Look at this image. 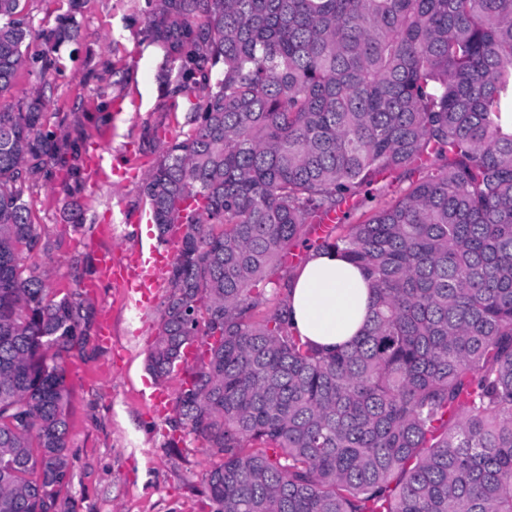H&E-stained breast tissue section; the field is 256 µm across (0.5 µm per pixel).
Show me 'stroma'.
I'll return each mask as SVG.
<instances>
[{"instance_id": "35a3bbf8", "label": "stroma", "mask_w": 512, "mask_h": 512, "mask_svg": "<svg viewBox=\"0 0 512 512\" xmlns=\"http://www.w3.org/2000/svg\"><path fill=\"white\" fill-rule=\"evenodd\" d=\"M144 0H86L78 15V36L61 46L66 69L58 75L48 106L64 117L63 132L81 147L103 140L113 156L136 145L152 168L159 153L144 142L147 130L174 131L184 112H166V82L176 79L179 63L143 33L140 8ZM119 93V105L107 106L102 123L94 102L104 88ZM143 171L99 184L84 183L69 194L66 170L53 168L49 182L30 194V203L45 242L28 260L51 288L76 287L89 254L82 238L97 224L112 222V243L124 249L148 247L157 230L148 223L141 186ZM94 307L111 306L115 338L123 352L122 366L104 370L108 350L88 360L73 359L68 374L73 416L70 448L74 457L64 496L76 512H214L204 495L210 460L194 436L168 447L167 420L149 414L147 392L153 379L146 358L157 334L160 306L136 317L121 293L105 290Z\"/></svg>"}]
</instances>
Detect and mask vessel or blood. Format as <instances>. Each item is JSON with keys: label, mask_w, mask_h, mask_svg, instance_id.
Instances as JSON below:
<instances>
[{"label": "vessel or blood", "mask_w": 512, "mask_h": 512, "mask_svg": "<svg viewBox=\"0 0 512 512\" xmlns=\"http://www.w3.org/2000/svg\"><path fill=\"white\" fill-rule=\"evenodd\" d=\"M86 173L89 181L96 184L109 174L124 177L127 170L110 165L108 149L103 142L97 141L86 157ZM182 235V225L172 224L166 230L162 245L147 250H128L111 246L110 224L98 225L86 242V249L93 259L94 274L82 282V290L96 295L112 288L132 298L137 310L151 308L171 269ZM112 335V312L104 306L97 314L94 341L97 346L108 348L112 345Z\"/></svg>", "instance_id": "b4317fda"}]
</instances>
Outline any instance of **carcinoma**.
<instances>
[{
	"mask_svg": "<svg viewBox=\"0 0 512 512\" xmlns=\"http://www.w3.org/2000/svg\"><path fill=\"white\" fill-rule=\"evenodd\" d=\"M30 2L0 0V100L37 78L0 104V512H76L65 364L96 354V312L26 255L32 189L54 165L81 189L46 108L84 0L41 29ZM141 16L189 104L142 195L161 235L202 201L147 368L165 380L207 343L169 445L201 441L216 512H512V0H145ZM387 177L408 186L382 204ZM331 249L374 301L325 351L291 330L289 288Z\"/></svg>",
	"mask_w": 512,
	"mask_h": 512,
	"instance_id": "carcinoma-1",
	"label": "carcinoma"
}]
</instances>
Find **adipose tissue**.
<instances>
[{
    "label": "adipose tissue",
    "mask_w": 512,
    "mask_h": 512,
    "mask_svg": "<svg viewBox=\"0 0 512 512\" xmlns=\"http://www.w3.org/2000/svg\"><path fill=\"white\" fill-rule=\"evenodd\" d=\"M289 323L327 350L360 335L372 307L370 281L341 254L312 253L291 283Z\"/></svg>",
    "instance_id": "adipose-tissue-1"
}]
</instances>
